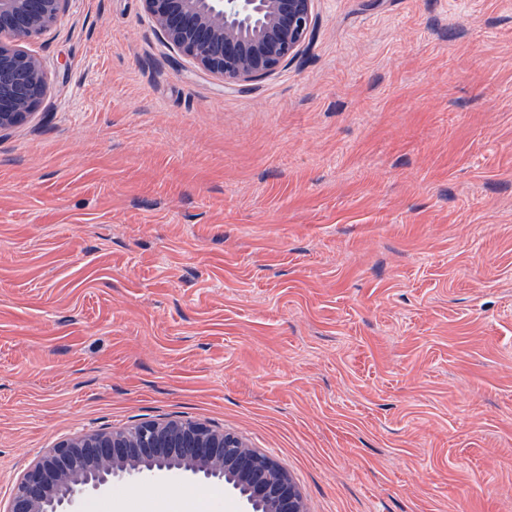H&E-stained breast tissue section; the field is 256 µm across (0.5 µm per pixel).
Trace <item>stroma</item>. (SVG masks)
<instances>
[{"mask_svg": "<svg viewBox=\"0 0 512 512\" xmlns=\"http://www.w3.org/2000/svg\"><path fill=\"white\" fill-rule=\"evenodd\" d=\"M227 86L72 0L0 135V500L60 440L193 421L306 512H512V0H316ZM242 512L156 476L93 512Z\"/></svg>", "mask_w": 512, "mask_h": 512, "instance_id": "35a3bbf8", "label": "stroma"}]
</instances>
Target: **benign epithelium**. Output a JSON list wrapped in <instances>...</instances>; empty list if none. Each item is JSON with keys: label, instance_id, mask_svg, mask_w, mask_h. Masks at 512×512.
Wrapping results in <instances>:
<instances>
[{"label": "benign epithelium", "instance_id": "7a95c632", "mask_svg": "<svg viewBox=\"0 0 512 512\" xmlns=\"http://www.w3.org/2000/svg\"><path fill=\"white\" fill-rule=\"evenodd\" d=\"M70 0H0V133L28 121L48 76L24 44L50 31ZM156 31L201 72L225 84L273 75L312 34L315 0H142ZM233 476L259 512H304L285 468L231 432L204 423H151L56 443L15 486L4 512H77L85 494L159 474Z\"/></svg>", "mask_w": 512, "mask_h": 512}]
</instances>
